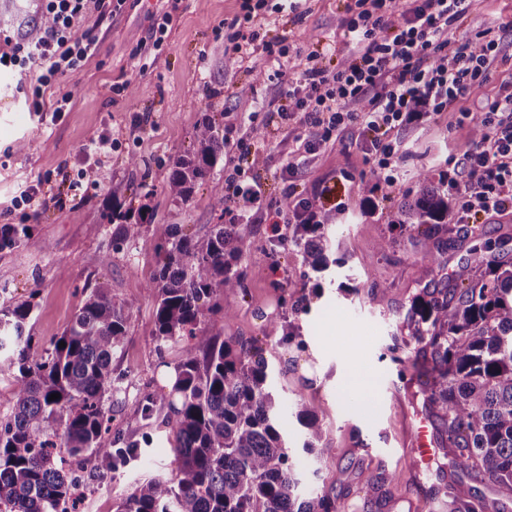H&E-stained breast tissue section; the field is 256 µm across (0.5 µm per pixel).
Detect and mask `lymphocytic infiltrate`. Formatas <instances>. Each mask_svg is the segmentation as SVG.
I'll use <instances>...</instances> for the list:
<instances>
[{
	"mask_svg": "<svg viewBox=\"0 0 512 512\" xmlns=\"http://www.w3.org/2000/svg\"><path fill=\"white\" fill-rule=\"evenodd\" d=\"M126 0H37L38 19L25 31H0V71L35 72L18 84L31 111L63 112L74 92L71 75L96 56L99 29ZM469 0H354L340 17L348 53L336 68L319 55L301 58L280 76L282 120L317 126L306 152L318 155L337 141L355 138L374 160L373 189L392 194L399 182L398 133L428 114L452 112L474 137L459 168L443 181L457 195V221L512 211V77L496 78L503 42L496 28L457 35ZM492 96L480 92L489 81ZM225 215L237 223V208H252L256 221L280 226L314 223L312 204L302 198L291 212L259 206V191L244 183L246 168L259 166L260 151L247 139L224 145Z\"/></svg>",
	"mask_w": 512,
	"mask_h": 512,
	"instance_id": "lymphocytic-infiltrate-1",
	"label": "lymphocytic infiltrate"
}]
</instances>
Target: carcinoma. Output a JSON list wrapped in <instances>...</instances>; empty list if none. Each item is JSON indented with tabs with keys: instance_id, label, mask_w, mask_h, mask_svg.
I'll list each match as a JSON object with an SVG mask.
<instances>
[{
	"instance_id": "cac0c4a2",
	"label": "carcinoma",
	"mask_w": 512,
	"mask_h": 512,
	"mask_svg": "<svg viewBox=\"0 0 512 512\" xmlns=\"http://www.w3.org/2000/svg\"><path fill=\"white\" fill-rule=\"evenodd\" d=\"M193 149L173 164L169 195L185 202L224 160V139L211 121L195 130ZM448 188L432 173L418 175L413 197L401 200L389 224L408 233L421 260L440 265L444 247L465 226L449 223ZM120 221L112 232L118 250L140 236L143 214L112 207ZM290 224L285 240L314 271L328 267L327 227ZM161 240L154 297L153 336L181 345L171 393L174 402L152 393L141 414L163 423L175 438L173 477L138 482L116 512H338L331 489L306 492L300 459L290 454L282 406L258 340L243 341L214 331L207 316L228 319L224 297L243 287L236 269L246 253L240 224H215L202 235L179 224L156 227ZM30 238L27 224H1L0 250ZM33 304L0 310V354L12 373L13 406L0 423V512H66L76 494L66 460L89 454L95 470H116L137 456L139 444L111 433L103 398L112 392V355L127 336L131 310L96 285L60 340L34 358V336L26 329ZM408 320L419 355L412 362L429 416L440 423L437 445L452 467L472 480L512 491V262L486 240L469 250L467 278L427 289L411 301ZM264 337L288 344L290 327L271 319ZM53 394L60 398L49 400ZM295 416L303 428V451L322 455L324 416L299 397ZM454 512H488L474 488L460 481L449 492Z\"/></svg>"
}]
</instances>
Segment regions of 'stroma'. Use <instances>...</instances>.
Returning <instances> with one entry per match:
<instances>
[{
	"instance_id": "obj_1",
	"label": "stroma",
	"mask_w": 512,
	"mask_h": 512,
	"mask_svg": "<svg viewBox=\"0 0 512 512\" xmlns=\"http://www.w3.org/2000/svg\"><path fill=\"white\" fill-rule=\"evenodd\" d=\"M240 3L180 0L162 52L143 65L133 51L167 5L127 0L122 12L104 23L95 58L70 77L73 103L56 120L29 112L15 90L17 76L0 72V225L32 228L28 244L0 250V309L34 304L32 333L41 354L52 349L96 284H104L132 311L125 343L112 358L120 383L106 395L104 407L111 428L137 441L141 454L95 477L70 463L79 484L77 512H114L139 480L171 474L166 429L162 420L142 418L140 401L149 392L169 394V374L181 352L154 338V300L146 287L159 268L157 225L180 224L202 235L224 221L223 166H216L187 202L173 200L167 191L173 163L192 149L194 130L206 119L230 139L257 125L266 161L244 178L261 186L265 205L277 208L283 198H307L316 213L336 214L335 261L321 272L304 265L293 248L280 268L272 269L262 258L276 242L270 226L245 223L247 253L239 263L243 288L228 297L234 315L224 324L225 335L260 339L284 404L298 393L325 416L324 453L304 458V488H334L340 512H417L421 498L425 512H452L448 491L459 475L449 459L438 453L419 464L404 453L412 424L425 416L408 369L417 346L406 321L413 297L456 280L473 235L451 241L441 265L426 268L399 228L390 226L388 202L368 203L364 187L374 182V163L364 144L347 139L315 157L300 149L277 114L280 83L261 52L241 56L226 49L224 35L239 18ZM276 3L268 0L263 19L252 25L260 40L289 33L297 47L323 53L331 67L346 55L337 20L353 0H301L294 14L276 11ZM511 21L512 0H473L458 32L500 26L508 41ZM123 81L130 82V95L111 93V84ZM247 84L255 85L256 96L242 94ZM105 130L114 141L111 152L99 157L93 181L64 206L39 208L34 218L16 206V197L32 184L57 188L60 169L77 170L84 149ZM398 138L404 151L393 194L397 201L415 192L421 171H448L470 146L467 131L450 112L424 118ZM288 169L295 172L289 179ZM116 200L127 209L147 208L150 219L137 240L117 251L108 219ZM386 238L395 244L380 250ZM94 252L109 254L108 266H88L85 258ZM287 300L298 304V312H286ZM279 316L291 323L297 344L264 338V325ZM362 375L371 382L370 416L348 402L349 380ZM369 452L379 458L371 469L385 480L377 491L361 479L369 469L364 460Z\"/></svg>"
}]
</instances>
